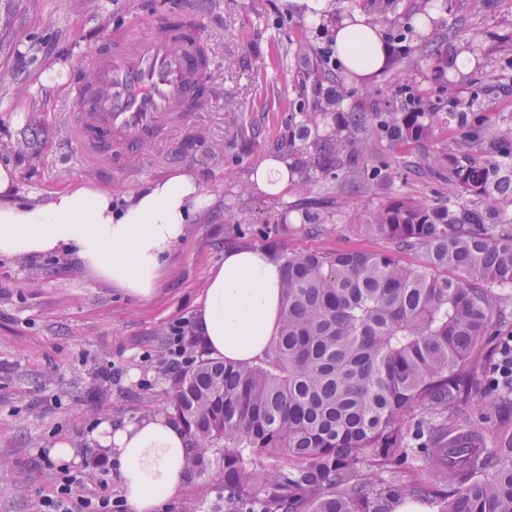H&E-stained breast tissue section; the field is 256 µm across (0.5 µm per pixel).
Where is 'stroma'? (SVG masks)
Masks as SVG:
<instances>
[{"label": "stroma", "mask_w": 512, "mask_h": 512, "mask_svg": "<svg viewBox=\"0 0 512 512\" xmlns=\"http://www.w3.org/2000/svg\"><path fill=\"white\" fill-rule=\"evenodd\" d=\"M172 0H0V166L11 175L13 200L38 203L52 192L86 187L119 199L146 181L182 169L196 173L214 205L199 215L186 239L168 256L154 294L126 295L87 273L70 256L37 259L0 256V512H40L64 476L74 496L123 497L119 477L92 448L100 418L123 423L144 411H165L172 372L167 330L192 321L211 268L233 247L288 252L386 250L385 240L364 235L356 218L386 203L382 189L369 196L336 191L332 173L318 175L306 192L279 195L252 180L265 158L295 160L288 148L289 102L302 94L306 59H280L283 45L301 42L318 51L332 36L329 22L308 24L282 0H194L193 22L211 47L206 106L175 127L158 148L129 152L122 171L101 174L75 161L67 136L72 117L70 84L88 72L86 55L114 33L144 35ZM504 4L462 16L455 0L435 14L438 28L465 19L449 40L448 55L464 58L445 79L474 112L493 123L512 122V29L500 23ZM489 73L476 92L468 77ZM428 87L427 75L408 81L385 72L372 82L348 79L346 110L366 112L368 87ZM39 116H32V108ZM327 201L335 213L319 233L303 215L310 201ZM75 454L52 456L56 442ZM165 512H224L219 478L185 482Z\"/></svg>", "instance_id": "stroma-1"}]
</instances>
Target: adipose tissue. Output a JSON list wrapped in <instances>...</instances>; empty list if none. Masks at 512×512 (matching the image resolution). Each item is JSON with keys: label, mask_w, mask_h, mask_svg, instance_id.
I'll use <instances>...</instances> for the list:
<instances>
[{"label": "adipose tissue", "mask_w": 512, "mask_h": 512, "mask_svg": "<svg viewBox=\"0 0 512 512\" xmlns=\"http://www.w3.org/2000/svg\"><path fill=\"white\" fill-rule=\"evenodd\" d=\"M355 18L335 32L334 46L345 69L368 77L383 67L390 48L365 26V14ZM211 203L198 176L185 171L147 181L117 205L111 192L84 187L52 193L34 206L0 200V256L71 252L87 272L146 299L192 218ZM282 279V263L271 252L225 250L209 273L194 323L210 357L247 363L264 356L279 333ZM91 443L114 464L129 512H159L186 479L188 440L166 413L119 426L101 421Z\"/></svg>", "instance_id": "1"}]
</instances>
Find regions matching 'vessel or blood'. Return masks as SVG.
I'll use <instances>...</instances> for the list:
<instances>
[{
  "instance_id": "obj_1",
  "label": "vessel or blood",
  "mask_w": 512,
  "mask_h": 512,
  "mask_svg": "<svg viewBox=\"0 0 512 512\" xmlns=\"http://www.w3.org/2000/svg\"><path fill=\"white\" fill-rule=\"evenodd\" d=\"M201 35L158 23L143 37L123 34L111 48L93 52L88 62L97 82L71 84L79 110L71 132L81 162L108 160L122 146L149 151L166 128L183 123L199 83Z\"/></svg>"
}]
</instances>
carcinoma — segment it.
<instances>
[{"instance_id":"carcinoma-1","label":"carcinoma","mask_w":512,"mask_h":512,"mask_svg":"<svg viewBox=\"0 0 512 512\" xmlns=\"http://www.w3.org/2000/svg\"><path fill=\"white\" fill-rule=\"evenodd\" d=\"M371 6L365 24L390 23L405 71L448 68L443 35L422 48L400 0ZM456 86L448 147L414 162L448 182L433 204L394 196L360 231L382 252H291L280 331L264 357L235 364L209 357L171 377L168 416L193 448V479L224 475V512H512V388L492 389L497 349L512 336V125L459 112ZM301 115L289 147L305 175L336 170V189L392 187L391 154L428 140L439 116L429 91L401 89L370 112H338L336 137L312 134ZM420 252L409 266L399 254Z\"/></svg>"}]
</instances>
